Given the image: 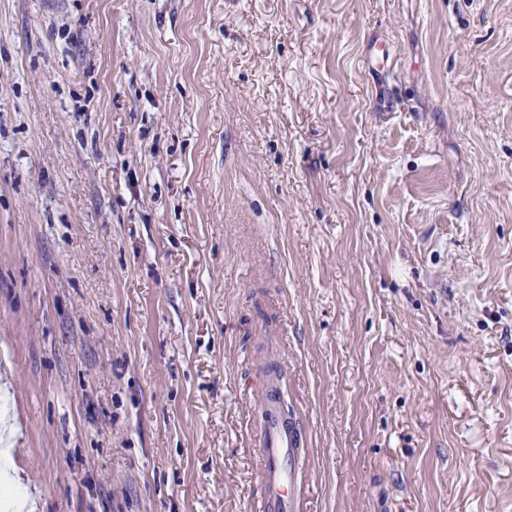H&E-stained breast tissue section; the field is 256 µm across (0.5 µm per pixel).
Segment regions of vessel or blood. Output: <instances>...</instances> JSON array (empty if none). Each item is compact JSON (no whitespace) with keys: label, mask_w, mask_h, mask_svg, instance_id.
Listing matches in <instances>:
<instances>
[{"label":"vessel or blood","mask_w":512,"mask_h":512,"mask_svg":"<svg viewBox=\"0 0 512 512\" xmlns=\"http://www.w3.org/2000/svg\"><path fill=\"white\" fill-rule=\"evenodd\" d=\"M275 377L263 384L257 446L261 462L257 512H304L301 470L307 455L300 422L284 416L272 399Z\"/></svg>","instance_id":"obj_1"}]
</instances>
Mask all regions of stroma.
<instances>
[{
	"label": "stroma",
	"instance_id": "35a3bbf8",
	"mask_svg": "<svg viewBox=\"0 0 512 512\" xmlns=\"http://www.w3.org/2000/svg\"><path fill=\"white\" fill-rule=\"evenodd\" d=\"M512 512V0H0V417L37 512ZM276 378L263 383L257 447L261 462L258 512H304L301 470L308 448L300 422L284 416L272 399Z\"/></svg>",
	"mask_w": 512,
	"mask_h": 512
}]
</instances>
